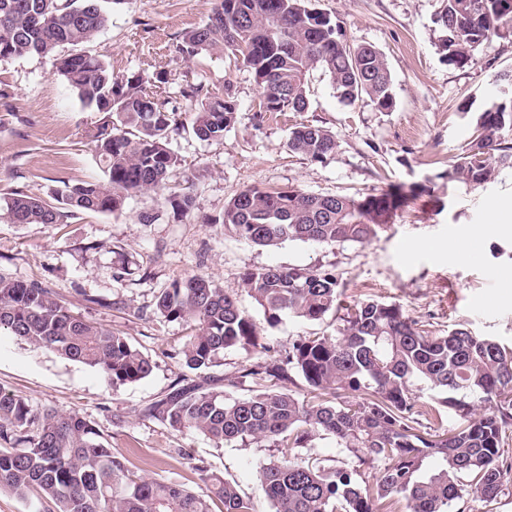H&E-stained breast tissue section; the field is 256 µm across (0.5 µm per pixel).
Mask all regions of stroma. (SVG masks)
I'll return each mask as SVG.
<instances>
[{
	"mask_svg": "<svg viewBox=\"0 0 512 512\" xmlns=\"http://www.w3.org/2000/svg\"><path fill=\"white\" fill-rule=\"evenodd\" d=\"M341 24L347 39L385 56L392 75L393 111L370 102L346 105L328 76L314 73L303 112L259 116L260 92L249 72L227 57L187 61L173 44L205 22L214 0H121L89 44L114 72L167 63L176 80H205L211 93H232L237 121L223 139L203 141L191 130L190 109L170 147L193 182L195 207L145 224L151 197L126 200L116 213H78L68 224H12L0 219V271L35 279L72 311L126 337L153 363L139 382L112 388L96 368L59 357L9 332L0 333V387L36 409L76 412L92 423L113 453L137 474L196 487L193 466L204 460L234 480L252 512H271L258 467L274 449L169 429L144 410L189 370L179 351L185 323L155 312L161 288L200 273L237 289L243 271L265 266H335L342 300L396 302L426 330L442 335L463 326L512 344V170L489 185L449 184L446 172L469 142L475 113L501 100L499 72L512 69V35L491 36L462 65L445 59L436 24L442 0H315ZM0 199L27 189L40 196L62 182L102 177L86 138L102 113L84 108L51 59L26 56L0 63ZM319 125L338 142L315 162L288 148L290 129ZM396 183L410 189L406 205L370 241L276 247L249 244L217 224L224 205L247 186L296 188L324 195H367ZM501 227L487 233L492 221ZM480 256L470 255L472 244ZM335 315L315 322L287 318L265 330L282 347L300 336L333 333Z\"/></svg>",
	"mask_w": 512,
	"mask_h": 512,
	"instance_id": "35a3bbf8",
	"label": "stroma"
}]
</instances>
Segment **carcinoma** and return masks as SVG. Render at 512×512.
Masks as SVG:
<instances>
[{
	"mask_svg": "<svg viewBox=\"0 0 512 512\" xmlns=\"http://www.w3.org/2000/svg\"><path fill=\"white\" fill-rule=\"evenodd\" d=\"M121 0H0V61L37 55L77 91L82 104L105 114L89 134L104 176L65 184L49 198L23 190L4 200L13 224H62L75 211L115 213L152 195L161 209L184 214L193 196L177 181L180 160L170 148L176 115L195 111L193 133L218 140L237 119L226 93L201 81L179 84L160 62L116 74L85 50ZM440 48L450 64L465 63L494 34L512 33V0H442ZM176 52L192 60L219 52L242 63L260 91L258 112H302L310 76L327 74L341 101L364 99L394 108L384 55L353 44L339 22L311 0H214L207 21L185 31ZM499 79L506 98L476 117L466 150L448 167V182L470 187L512 170V71ZM177 84L176 91L171 85ZM338 147L322 126H294L288 148L323 162ZM406 199L390 184L366 196L323 195L292 188L247 186L224 208V229L257 246L301 241L365 243L389 224ZM240 286L269 327L292 317L320 321L341 309L342 283L333 266L247 269ZM157 313L190 325L179 352L187 368L204 371L227 350L257 360L220 385L209 378L177 381L145 414L175 431H198L216 445L264 444L278 458L259 468L272 512H466L512 494V347L465 327L442 335L421 329L402 305L358 301L332 336H299L275 349L235 291L201 274L172 281L155 297ZM100 370L112 387L138 382L153 364L129 341L83 319L35 280L0 273V330ZM251 393L239 397L242 380ZM302 383L307 394L293 390ZM422 382L433 394L424 397ZM483 413H475V404ZM336 439L345 458L326 465L314 440ZM189 490L146 478L112 453L96 427L76 413L35 410L0 388V489L52 503L55 512H251L236 484L203 461ZM470 477L469 483L462 477Z\"/></svg>",
	"mask_w": 512,
	"mask_h": 512,
	"instance_id": "cac0c4a2",
	"label": "carcinoma"
}]
</instances>
